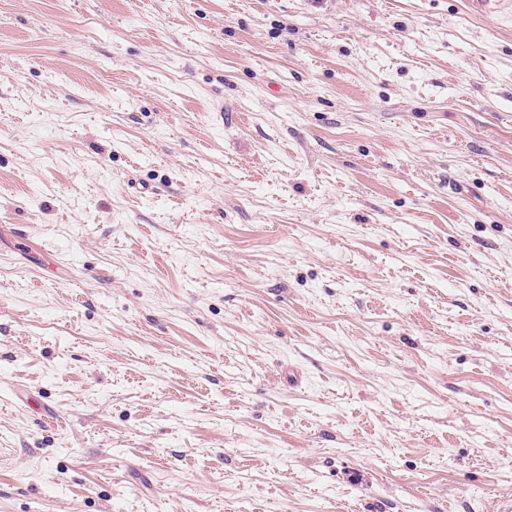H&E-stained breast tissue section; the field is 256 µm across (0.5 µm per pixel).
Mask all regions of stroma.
I'll return each instance as SVG.
<instances>
[{"label": "stroma", "instance_id": "obj_1", "mask_svg": "<svg viewBox=\"0 0 512 512\" xmlns=\"http://www.w3.org/2000/svg\"><path fill=\"white\" fill-rule=\"evenodd\" d=\"M512 500V0H0V512Z\"/></svg>", "mask_w": 512, "mask_h": 512}]
</instances>
